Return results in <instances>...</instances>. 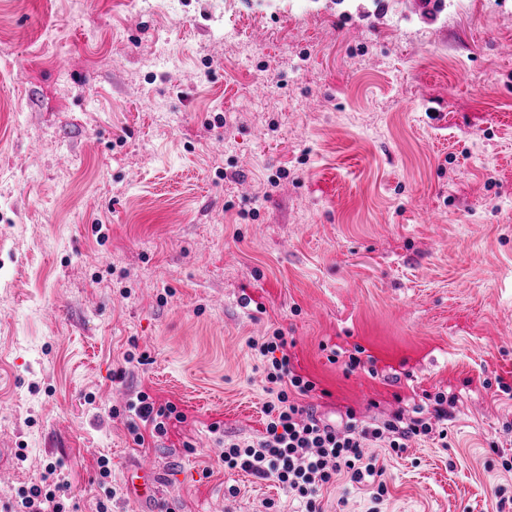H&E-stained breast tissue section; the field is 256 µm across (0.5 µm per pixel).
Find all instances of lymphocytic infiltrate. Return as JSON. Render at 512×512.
<instances>
[{
	"label": "lymphocytic infiltrate",
	"mask_w": 512,
	"mask_h": 512,
	"mask_svg": "<svg viewBox=\"0 0 512 512\" xmlns=\"http://www.w3.org/2000/svg\"><path fill=\"white\" fill-rule=\"evenodd\" d=\"M251 349L263 360L271 399L264 406L267 425L264 435L251 440H228L221 457L227 469H240L257 477H275L296 502L299 512H320L319 494L324 487L345 476L350 483L370 489L373 497H383L387 486L382 471L366 460L370 445L402 453L412 438L438 434L447 439L441 424L448 418L444 393H436L430 416L396 412L374 423L359 420L347 410L341 421L317 417L312 408L296 403L295 398L313 391V382L296 374L290 366L288 341L282 333L250 341ZM130 411L149 425V434H135L137 444L146 437H163L169 420L183 421L185 415L173 404L159 405L141 392L129 405Z\"/></svg>",
	"instance_id": "lymphocytic-infiltrate-1"
}]
</instances>
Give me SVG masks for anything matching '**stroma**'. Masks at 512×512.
I'll use <instances>...</instances> for the list:
<instances>
[{
  "label": "stroma",
  "mask_w": 512,
  "mask_h": 512,
  "mask_svg": "<svg viewBox=\"0 0 512 512\" xmlns=\"http://www.w3.org/2000/svg\"><path fill=\"white\" fill-rule=\"evenodd\" d=\"M277 330L318 416L452 399L321 512L512 497V0H0V512H292L219 458ZM140 391L186 416L142 446ZM140 480V483H137ZM131 492L142 501L157 497L159 481L154 469L148 464H140L127 474ZM60 486H55L54 489H41L34 486L30 489L29 493L22 498L20 510L18 512H61L62 504L57 501L56 492L59 491Z\"/></svg>",
  "instance_id": "1"
}]
</instances>
